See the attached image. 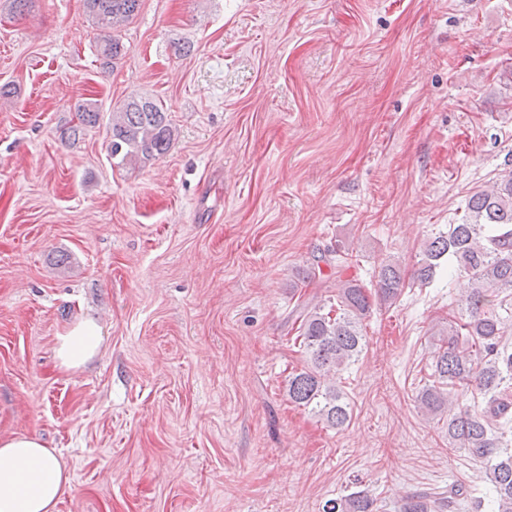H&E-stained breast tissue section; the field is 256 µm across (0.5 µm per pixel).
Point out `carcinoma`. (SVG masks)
Listing matches in <instances>:
<instances>
[{
    "label": "carcinoma",
    "mask_w": 512,
    "mask_h": 512,
    "mask_svg": "<svg viewBox=\"0 0 512 512\" xmlns=\"http://www.w3.org/2000/svg\"><path fill=\"white\" fill-rule=\"evenodd\" d=\"M91 21L100 31V55L114 65L126 55L121 29L133 19L140 0H87ZM76 112L79 124L61 137L76 140L99 124L96 104L82 102ZM109 156L115 166L136 165L164 155L175 130L161 102L132 97L114 109L110 118ZM468 216L462 224H450L428 241L417 262L413 280L430 283L448 256L467 274L464 307L448 324V339L441 340L434 359V380L417 394V402L431 419L448 417V445L468 451L485 464L486 478L494 488L497 510L512 512V351L502 342L512 331V321L498 311L500 295L512 296V170L492 188L469 197ZM406 288L399 262L380 263L374 295L356 279L336 280V308L324 313L314 307L299 315L301 344L307 366L288 378L289 400L315 411L329 426L339 429L350 423L352 409L334 374L359 360L366 347L363 321L370 315L373 299L393 303ZM475 385L483 406L476 412L456 410L445 386ZM468 495L462 484L448 494L413 493L403 498L400 512H452ZM324 512H377L376 499L365 491L353 492L325 503Z\"/></svg>",
    "instance_id": "carcinoma-1"
}]
</instances>
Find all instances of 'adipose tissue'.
Listing matches in <instances>:
<instances>
[{"label":"adipose tissue","mask_w":512,"mask_h":512,"mask_svg":"<svg viewBox=\"0 0 512 512\" xmlns=\"http://www.w3.org/2000/svg\"><path fill=\"white\" fill-rule=\"evenodd\" d=\"M101 340L98 322L81 320L57 338L59 366L67 371L82 367L97 355ZM70 482L54 449L37 437L0 439V512H54Z\"/></svg>","instance_id":"obj_1"}]
</instances>
